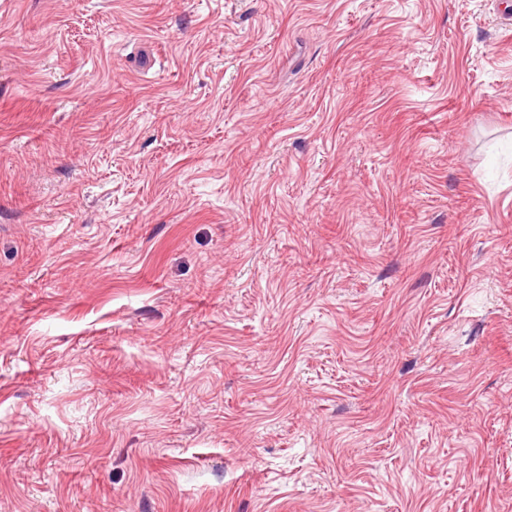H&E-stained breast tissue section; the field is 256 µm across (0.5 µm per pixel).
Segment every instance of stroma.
Instances as JSON below:
<instances>
[{"label":"stroma","instance_id":"stroma-1","mask_svg":"<svg viewBox=\"0 0 512 512\" xmlns=\"http://www.w3.org/2000/svg\"><path fill=\"white\" fill-rule=\"evenodd\" d=\"M512 0H0V512H512Z\"/></svg>","mask_w":512,"mask_h":512}]
</instances>
